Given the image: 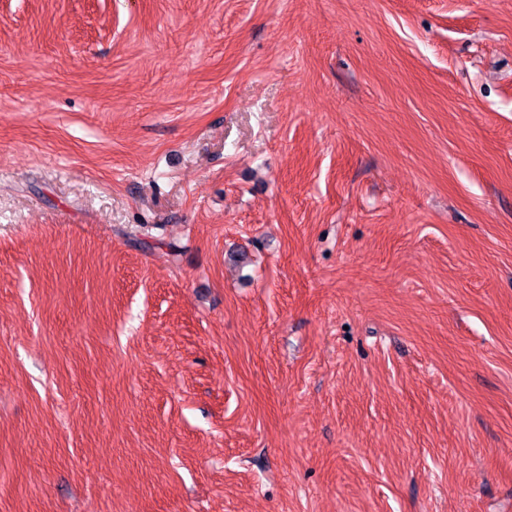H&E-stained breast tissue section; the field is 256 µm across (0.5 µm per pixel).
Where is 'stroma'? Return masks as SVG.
<instances>
[{"label":"stroma","instance_id":"1","mask_svg":"<svg viewBox=\"0 0 512 512\" xmlns=\"http://www.w3.org/2000/svg\"><path fill=\"white\" fill-rule=\"evenodd\" d=\"M0 512H512V0H0Z\"/></svg>","mask_w":512,"mask_h":512}]
</instances>
